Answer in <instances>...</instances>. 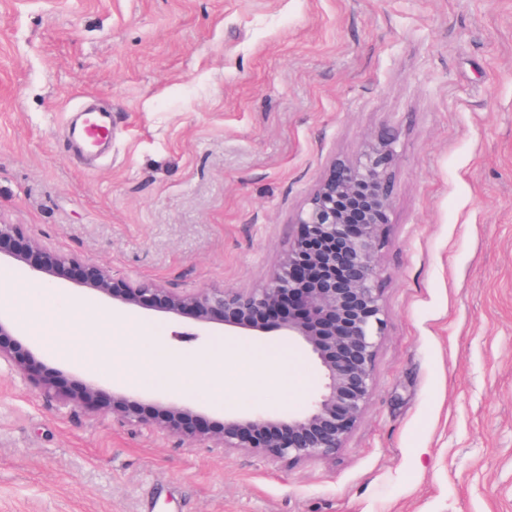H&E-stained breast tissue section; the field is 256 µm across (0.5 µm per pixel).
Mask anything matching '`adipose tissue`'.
<instances>
[{
	"mask_svg": "<svg viewBox=\"0 0 512 512\" xmlns=\"http://www.w3.org/2000/svg\"><path fill=\"white\" fill-rule=\"evenodd\" d=\"M142 341V336L134 330L115 337L112 343L113 356L124 360L125 372L130 378L148 373L162 385H175L185 390L195 389L207 380L215 385L214 398H221L222 391L217 384L224 370L223 346L187 356L160 343L146 352L142 349ZM233 356L245 385L284 384L294 391L301 387L298 380L288 378L284 354L254 349L237 350Z\"/></svg>",
	"mask_w": 512,
	"mask_h": 512,
	"instance_id": "1",
	"label": "adipose tissue"
}]
</instances>
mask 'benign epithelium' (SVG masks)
I'll use <instances>...</instances> for the list:
<instances>
[{
    "label": "benign epithelium",
    "mask_w": 512,
    "mask_h": 512,
    "mask_svg": "<svg viewBox=\"0 0 512 512\" xmlns=\"http://www.w3.org/2000/svg\"><path fill=\"white\" fill-rule=\"evenodd\" d=\"M395 140L394 133L381 135L366 142L355 157L331 163L296 215L297 236L260 288L178 293L156 283L116 279L104 265L44 248L21 225L0 223V257L25 263L32 279L73 269L82 285L124 304L173 319L189 318L202 327L277 332L304 346L323 377L304 411L229 415L218 430L203 427L185 402L155 401L153 413L145 414L139 394L129 389L110 393L88 384L75 403L273 463L335 456L367 407L384 335L380 233L392 204ZM17 331V323L0 314V361L11 363L35 384L50 385L35 373L31 354L14 339Z\"/></svg>",
    "instance_id": "obj_1"
}]
</instances>
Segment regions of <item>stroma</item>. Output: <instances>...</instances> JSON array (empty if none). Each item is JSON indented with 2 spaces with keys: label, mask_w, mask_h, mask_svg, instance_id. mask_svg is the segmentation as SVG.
Segmentation results:
<instances>
[{
  "label": "stroma",
  "mask_w": 512,
  "mask_h": 512,
  "mask_svg": "<svg viewBox=\"0 0 512 512\" xmlns=\"http://www.w3.org/2000/svg\"><path fill=\"white\" fill-rule=\"evenodd\" d=\"M112 109L97 158L65 145L84 97ZM395 144L380 252L387 327L344 448L290 465L75 406L105 331L196 354L288 353L291 392L224 397L151 377L144 402L302 410L322 374L274 334L127 309L71 275L0 311L55 382L0 362V512H512V0H0V221L114 276L256 288L331 162Z\"/></svg>",
  "instance_id": "35a3bbf8"
}]
</instances>
